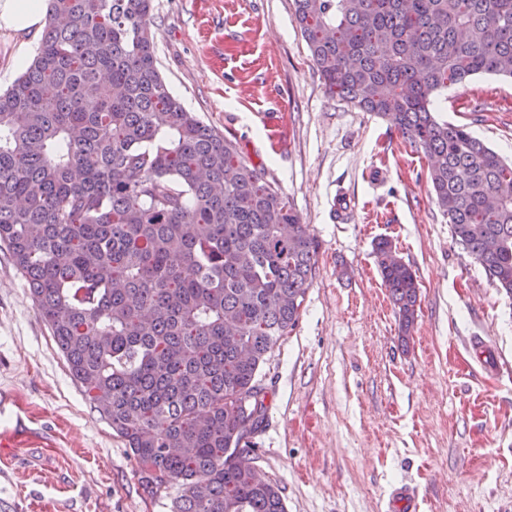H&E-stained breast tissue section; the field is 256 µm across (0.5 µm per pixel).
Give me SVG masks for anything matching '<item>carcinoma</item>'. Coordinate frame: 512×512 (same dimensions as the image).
<instances>
[{
	"mask_svg": "<svg viewBox=\"0 0 512 512\" xmlns=\"http://www.w3.org/2000/svg\"><path fill=\"white\" fill-rule=\"evenodd\" d=\"M328 90L429 158L452 236L512 293V163L435 117L478 74L512 77V0H294ZM152 0H51L0 92V246L85 398L172 512H285L256 475L259 369L298 326L317 245L236 143L169 90ZM374 252L409 332L415 272Z\"/></svg>",
	"mask_w": 512,
	"mask_h": 512,
	"instance_id": "obj_1",
	"label": "carcinoma"
}]
</instances>
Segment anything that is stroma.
<instances>
[{
    "label": "stroma",
    "instance_id": "obj_1",
    "mask_svg": "<svg viewBox=\"0 0 512 512\" xmlns=\"http://www.w3.org/2000/svg\"><path fill=\"white\" fill-rule=\"evenodd\" d=\"M171 92L288 197L317 243L296 330L260 369L251 440L287 512H512V295L452 237L428 159L387 120L329 93L293 0H153ZM39 39L0 31V90ZM439 119L512 161V78L449 87ZM391 240L419 283L403 332L373 253ZM0 512H170L85 399L29 286L0 250Z\"/></svg>",
    "mask_w": 512,
    "mask_h": 512
}]
</instances>
